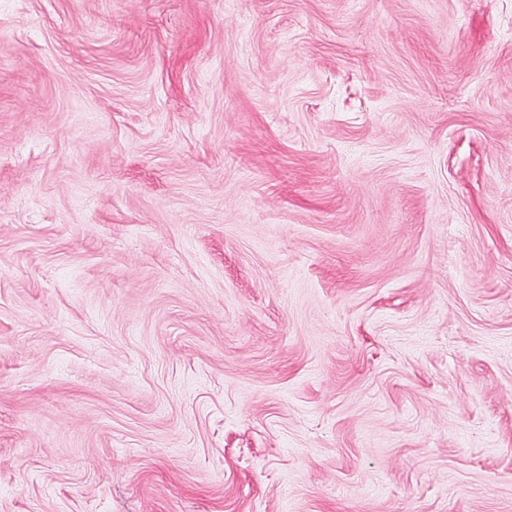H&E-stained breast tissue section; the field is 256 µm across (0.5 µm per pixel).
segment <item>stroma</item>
Listing matches in <instances>:
<instances>
[{
	"label": "stroma",
	"instance_id": "1",
	"mask_svg": "<svg viewBox=\"0 0 512 512\" xmlns=\"http://www.w3.org/2000/svg\"><path fill=\"white\" fill-rule=\"evenodd\" d=\"M0 512H512V0H0Z\"/></svg>",
	"mask_w": 512,
	"mask_h": 512
}]
</instances>
